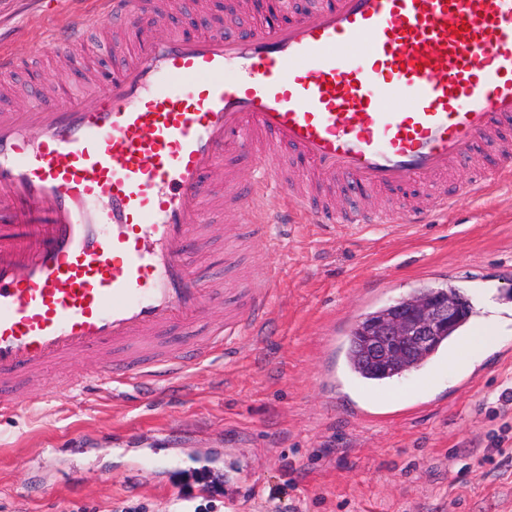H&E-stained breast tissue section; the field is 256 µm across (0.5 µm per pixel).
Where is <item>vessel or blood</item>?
I'll return each mask as SVG.
<instances>
[{
	"label": "vessel or blood",
	"instance_id": "1",
	"mask_svg": "<svg viewBox=\"0 0 512 512\" xmlns=\"http://www.w3.org/2000/svg\"><path fill=\"white\" fill-rule=\"evenodd\" d=\"M104 16L145 50L96 107L35 91L0 112L1 416L19 375L72 357L125 384L168 381L258 329L264 293L189 353L165 344L207 308L184 245L208 242L201 201L230 144L285 147L293 172L369 189L454 176L479 147L512 173V0H327L283 27L162 36L153 0H100L51 39L67 47ZM317 213L353 231L392 218Z\"/></svg>",
	"mask_w": 512,
	"mask_h": 512
}]
</instances>
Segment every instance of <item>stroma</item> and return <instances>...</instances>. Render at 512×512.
<instances>
[{
  "instance_id": "stroma-1",
  "label": "stroma",
  "mask_w": 512,
  "mask_h": 512,
  "mask_svg": "<svg viewBox=\"0 0 512 512\" xmlns=\"http://www.w3.org/2000/svg\"><path fill=\"white\" fill-rule=\"evenodd\" d=\"M91 0H0V45L16 60L15 89L0 105L24 109L26 80L46 93L86 82L136 50L108 22L59 51L50 34ZM482 190H473V182ZM283 191L250 199L234 264L224 259V212L210 214V245L190 253L205 294L271 291L262 336L189 365L152 393L106 382L90 362L24 383L0 416V512H512V177L480 148L456 173L447 212L424 192L368 191L424 223L360 233L284 224ZM275 250H268V242ZM279 268L269 281L268 266ZM453 285L474 322L497 336L464 366L427 363L387 384L397 403L352 379L350 331L365 311L421 287ZM137 473L139 488L126 478Z\"/></svg>"
}]
</instances>
